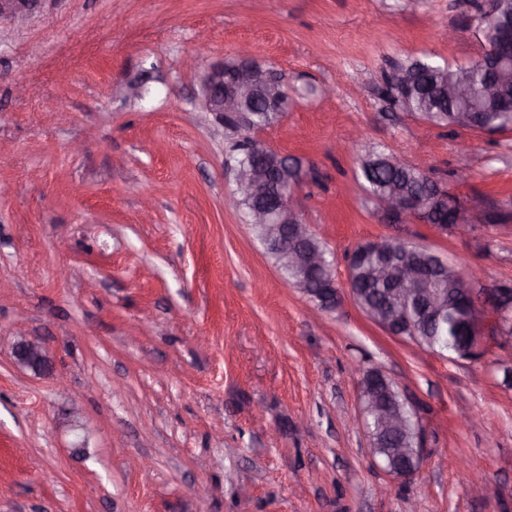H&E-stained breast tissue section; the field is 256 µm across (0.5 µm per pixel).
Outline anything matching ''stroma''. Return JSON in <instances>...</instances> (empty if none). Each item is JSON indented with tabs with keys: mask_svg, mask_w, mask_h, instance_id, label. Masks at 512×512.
<instances>
[{
	"mask_svg": "<svg viewBox=\"0 0 512 512\" xmlns=\"http://www.w3.org/2000/svg\"><path fill=\"white\" fill-rule=\"evenodd\" d=\"M473 13L471 0H43L27 25L0 23V512H512L511 354L450 361L371 322L347 283V255L392 237L481 270L480 287L512 284V130L428 125L385 80L408 59L475 57ZM244 45L291 100L260 140L319 173L300 215L336 258L341 302L316 319L232 205L236 138L199 103L204 70ZM132 77L143 98L125 94ZM372 149L422 162L486 223L466 238L386 223L361 174ZM24 338L52 372L14 364ZM375 369L417 408L414 480L365 452L359 389ZM75 406L83 456L62 424ZM467 411L479 418L460 425ZM481 478L496 496L471 494ZM370 447L366 448L370 458L379 465L385 473L394 479L409 480L417 475L424 459V448H420L419 454H417L416 460L412 466H399L397 468H391L387 466L381 455L373 448L369 440Z\"/></svg>",
	"mask_w": 512,
	"mask_h": 512,
	"instance_id": "35a3bbf8",
	"label": "stroma"
}]
</instances>
